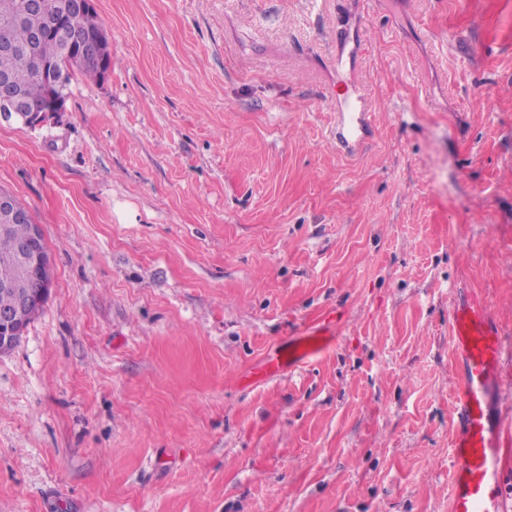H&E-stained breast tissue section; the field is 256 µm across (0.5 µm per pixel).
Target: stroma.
<instances>
[{"label": "stroma", "mask_w": 512, "mask_h": 512, "mask_svg": "<svg viewBox=\"0 0 512 512\" xmlns=\"http://www.w3.org/2000/svg\"><path fill=\"white\" fill-rule=\"evenodd\" d=\"M94 8L109 74L74 73L44 127L0 121L54 272L0 354V512H448L460 294L512 352V0ZM318 311L329 352L242 386ZM342 33L340 30L336 31V54L333 56V64L336 69V78L344 76L351 70L353 58H357L358 40L352 38V46L347 50L350 42L348 37L342 41ZM343 43V44H342ZM371 109L369 100L358 83L351 84V93L336 101V142L346 151L355 153L370 136Z\"/></svg>", "instance_id": "1"}]
</instances>
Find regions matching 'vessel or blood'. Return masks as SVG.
<instances>
[{"label":"vessel or blood","mask_w":512,"mask_h":512,"mask_svg":"<svg viewBox=\"0 0 512 512\" xmlns=\"http://www.w3.org/2000/svg\"><path fill=\"white\" fill-rule=\"evenodd\" d=\"M369 100L359 85L336 104V141L358 151L371 131ZM339 330L321 314L291 331L273 355L250 373L265 382L301 369L334 347ZM455 367L461 381L453 418V482L448 512H506L501 452L505 446L497 398L502 385L505 346L483 294L465 293L450 316Z\"/></svg>","instance_id":"vessel-or-blood-1"}]
</instances>
